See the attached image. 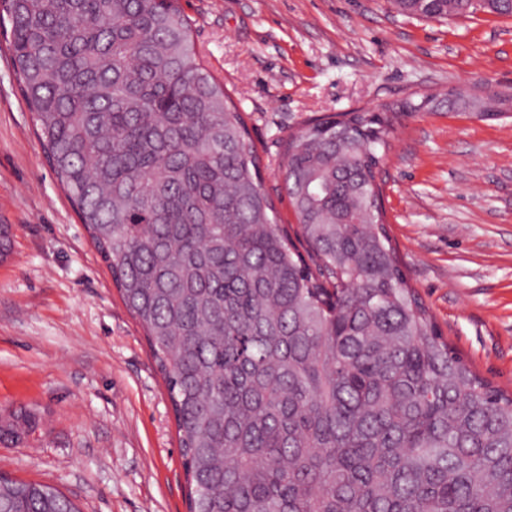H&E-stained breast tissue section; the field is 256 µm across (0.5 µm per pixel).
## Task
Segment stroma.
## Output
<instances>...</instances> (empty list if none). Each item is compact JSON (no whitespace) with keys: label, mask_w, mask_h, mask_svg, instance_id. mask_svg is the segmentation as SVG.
<instances>
[{"label":"stroma","mask_w":512,"mask_h":512,"mask_svg":"<svg viewBox=\"0 0 512 512\" xmlns=\"http://www.w3.org/2000/svg\"><path fill=\"white\" fill-rule=\"evenodd\" d=\"M205 65L296 231L279 166L316 119L405 100L381 164L388 234L438 330L512 393V114H460L466 91L512 98V16L426 20L391 0H180ZM0 474L49 484L81 512H188L164 379L145 332L35 133L0 34Z\"/></svg>","instance_id":"35a3bbf8"}]
</instances>
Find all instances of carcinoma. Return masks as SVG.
<instances>
[{
  "mask_svg": "<svg viewBox=\"0 0 512 512\" xmlns=\"http://www.w3.org/2000/svg\"><path fill=\"white\" fill-rule=\"evenodd\" d=\"M424 19L512 0H393ZM48 162L146 332L190 512H512V394L441 337L385 229L396 112L288 137L312 251L275 224L260 159L178 0H0ZM0 512H78L0 477Z\"/></svg>",
  "mask_w": 512,
  "mask_h": 512,
  "instance_id": "cac0c4a2",
  "label": "carcinoma"
}]
</instances>
